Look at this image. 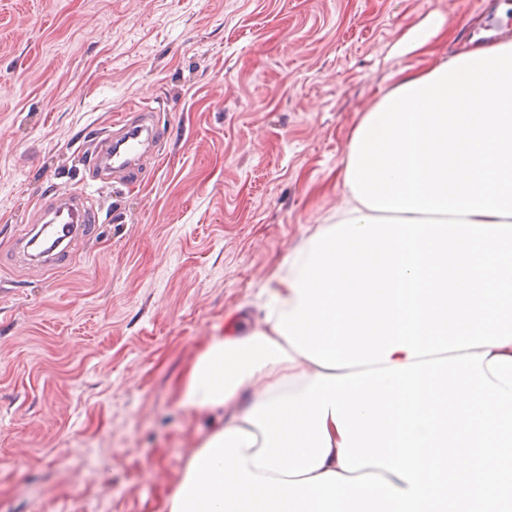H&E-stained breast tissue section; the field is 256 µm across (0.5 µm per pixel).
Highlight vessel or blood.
Returning <instances> with one entry per match:
<instances>
[{
	"label": "vessel or blood",
	"instance_id": "obj_1",
	"mask_svg": "<svg viewBox=\"0 0 512 512\" xmlns=\"http://www.w3.org/2000/svg\"><path fill=\"white\" fill-rule=\"evenodd\" d=\"M164 136L165 128L155 118L153 107L142 105L137 114H124L111 130L97 136L98 150L91 156V167L100 177L125 183L132 163L142 155L144 143L163 141ZM46 209L52 221L38 225L36 234H23L21 240L33 249V262L57 268L63 259L59 247L75 238L88 237L95 214L77 194L66 191L55 195Z\"/></svg>",
	"mask_w": 512,
	"mask_h": 512
}]
</instances>
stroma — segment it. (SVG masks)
I'll return each mask as SVG.
<instances>
[{"instance_id":"obj_1","label":"stroma","mask_w":512,"mask_h":512,"mask_svg":"<svg viewBox=\"0 0 512 512\" xmlns=\"http://www.w3.org/2000/svg\"><path fill=\"white\" fill-rule=\"evenodd\" d=\"M502 0H0V512H162L196 423L177 388L229 315L344 204L349 139L401 69ZM426 55L398 44L432 18ZM155 97L167 138L123 186L94 133ZM90 193L63 271L15 254L38 197Z\"/></svg>"}]
</instances>
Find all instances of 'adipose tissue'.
I'll return each mask as SVG.
<instances>
[{"mask_svg": "<svg viewBox=\"0 0 512 512\" xmlns=\"http://www.w3.org/2000/svg\"><path fill=\"white\" fill-rule=\"evenodd\" d=\"M343 182L180 382L163 512H512V42L402 70Z\"/></svg>", "mask_w": 512, "mask_h": 512, "instance_id": "1", "label": "adipose tissue"}]
</instances>
